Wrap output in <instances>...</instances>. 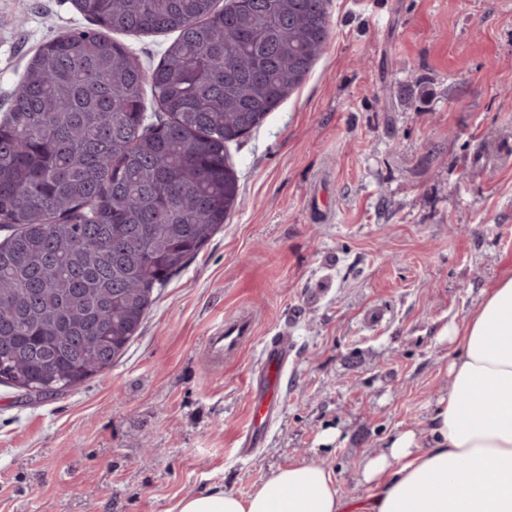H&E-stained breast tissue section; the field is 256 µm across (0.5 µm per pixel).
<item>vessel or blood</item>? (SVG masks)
I'll use <instances>...</instances> for the list:
<instances>
[{
  "mask_svg": "<svg viewBox=\"0 0 512 512\" xmlns=\"http://www.w3.org/2000/svg\"><path fill=\"white\" fill-rule=\"evenodd\" d=\"M255 321L240 315L226 319L208 336L205 356L214 369L237 357L255 339ZM293 341L287 332L263 341L249 369L247 422L238 438V454L245 457L268 439L270 427L279 409L280 384L288 366Z\"/></svg>",
  "mask_w": 512,
  "mask_h": 512,
  "instance_id": "obj_1",
  "label": "vessel or blood"
}]
</instances>
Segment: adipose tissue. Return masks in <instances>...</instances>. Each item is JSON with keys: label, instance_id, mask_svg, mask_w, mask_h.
<instances>
[{"label": "adipose tissue", "instance_id": "1", "mask_svg": "<svg viewBox=\"0 0 512 512\" xmlns=\"http://www.w3.org/2000/svg\"><path fill=\"white\" fill-rule=\"evenodd\" d=\"M443 334L454 346L448 392L427 430L365 458V495L343 496L328 470L298 461L248 497L209 489L171 512H512V276Z\"/></svg>", "mask_w": 512, "mask_h": 512}]
</instances>
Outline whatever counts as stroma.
<instances>
[{"label":"stroma","instance_id":"stroma-1","mask_svg":"<svg viewBox=\"0 0 512 512\" xmlns=\"http://www.w3.org/2000/svg\"><path fill=\"white\" fill-rule=\"evenodd\" d=\"M303 83L228 152L237 202L112 368L34 398L0 385V512H169L245 496L298 460L347 496L392 436L428 427L462 324L512 276V0H327ZM73 0H0V111ZM293 338L282 413L249 460L256 343L204 359L225 317Z\"/></svg>","mask_w":512,"mask_h":512}]
</instances>
